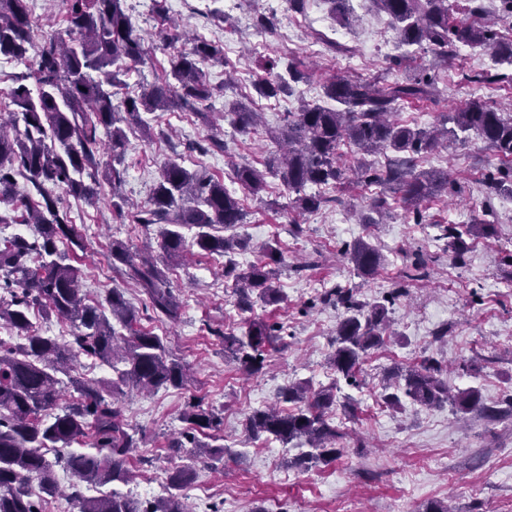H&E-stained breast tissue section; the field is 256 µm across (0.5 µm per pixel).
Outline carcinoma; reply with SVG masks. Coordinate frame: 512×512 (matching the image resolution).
<instances>
[{"instance_id": "cac0c4a2", "label": "carcinoma", "mask_w": 512, "mask_h": 512, "mask_svg": "<svg viewBox=\"0 0 512 512\" xmlns=\"http://www.w3.org/2000/svg\"><path fill=\"white\" fill-rule=\"evenodd\" d=\"M336 21L348 24L350 0H324ZM397 27L406 46H426L435 56L448 58V47L462 43L487 48L500 63L512 65V39L496 38L492 26L478 20L482 7L473 8L477 20L458 24L450 16L448 0H371ZM65 33L46 41L30 66V73L18 76L9 91L16 110L9 120L0 122V203L21 210L20 223L35 226L30 238L0 240V321L10 326L25 343L5 346L0 342V512H39L44 496L59 493L55 468L73 479L70 496L77 512H189L182 502V491L193 478V468L185 466L170 475L174 493L166 499L143 506L118 492L103 487L126 482V467L139 439L129 433L123 409L112 396L129 387L154 391L184 383L182 365L169 358L163 339L139 327L138 313L119 288L112 289L110 314L86 303L81 295V270L65 263L66 255L57 243L68 241L82 246L70 212L58 206L53 190L64 188L76 197L90 199L99 177L116 184L127 150L121 124L148 128L145 113L166 112L173 108L196 112L219 89L212 86L204 67L218 59L216 46L205 39H194L190 47L169 55L174 82L141 87L126 95L121 106L113 98L124 86L122 65L138 64L147 54L144 39L137 33L128 13L127 0H62ZM31 46V20L28 0H0V57L22 59ZM276 60L264 64L266 77L254 84L257 95L277 100L291 94L289 83L278 73ZM33 79L38 87L32 96L24 81ZM435 79L428 73L379 84L374 80L334 77L322 84V102H301L298 111L284 115V124L267 131L284 148L259 170L250 165L233 168L234 180L250 194L267 189V175L281 181L296 194L295 203L304 211L315 212L331 202L320 193H306L313 186H331L341 191L351 181L378 187L374 206L389 207L386 191L401 194L406 209L422 221L421 202L448 192V173L441 169L416 170L418 161L428 158L448 129L412 128L390 120L400 102L428 101ZM239 131L257 128L259 113L243 107L232 112ZM458 130L475 134L502 159L512 161V113L500 112L480 97L471 98L463 108L444 117ZM110 135L109 160L97 150V130ZM363 154L395 156L386 164L342 162L345 150ZM32 184L40 196H17L16 177ZM488 194L512 195V166L499 167L486 176ZM133 222L141 227L163 224L158 248L162 257H182L190 247L208 255L226 257L224 277L234 283L237 307L243 312L254 308L251 294L266 305L280 301L276 285L279 252L269 244L262 258L242 268L229 255L241 246L238 235L212 233L216 226L233 230L246 222V212L224 181L191 172L169 160L160 169L149 204L132 211ZM197 228L192 241L181 229ZM450 239L455 258L460 260L470 242L496 235V227L474 218L459 231L454 226L441 228ZM350 260L364 275L371 276L383 258L378 248L359 240L348 250ZM112 267L122 265V274L143 289L155 317L175 320L180 306L166 287L165 269L158 261L130 250L114 240L109 253ZM10 299H5L4 295ZM403 295L397 289L385 302L362 303L351 288H338L325 300L342 308L336 327L334 350L329 356L331 369L345 379L354 377L360 360L373 348L385 343L388 323L387 304ZM53 313L68 321L74 332L67 341L38 333L31 320L33 311ZM127 330L118 332L115 325ZM278 328L262 319L248 322L241 334L222 335L224 352L250 373L259 371L264 354L277 338ZM95 358L109 365L117 378L97 382L68 375L77 391L73 401L60 403L61 380L57 374L71 369L79 357ZM124 368H118V364ZM433 359L426 358L415 368L398 375V380L383 387L381 398L391 408L400 406L398 393L413 403L432 407L452 400L456 411L467 413L481 404L476 389L449 395L448 380ZM283 401L296 404L291 411L256 410L247 419V430L284 444L303 440L310 446L294 458V463L329 462L340 455V433L330 419L336 405L333 388L314 391L297 383L282 392ZM187 442L201 454L216 460L224 457V446L199 443L195 433L216 429L221 419L199 404L184 414ZM93 438L91 452H71L69 447L83 438ZM185 442V443H187ZM185 443L176 440L174 448ZM53 458H48V453ZM93 489L88 496L82 488Z\"/></svg>"}]
</instances>
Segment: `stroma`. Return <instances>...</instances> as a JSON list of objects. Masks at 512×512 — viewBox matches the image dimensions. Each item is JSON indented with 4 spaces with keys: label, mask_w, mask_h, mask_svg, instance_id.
<instances>
[{
    "label": "stroma",
    "mask_w": 512,
    "mask_h": 512,
    "mask_svg": "<svg viewBox=\"0 0 512 512\" xmlns=\"http://www.w3.org/2000/svg\"><path fill=\"white\" fill-rule=\"evenodd\" d=\"M128 5L149 53L125 75V93L164 78L169 68L164 36L173 28L218 46L222 60L206 71L222 92L202 105L212 121L175 109L149 115L150 134L129 129L121 193L131 203L145 204L161 165L171 159L223 179L248 214L246 224L236 229L248 248L236 254V261L243 266L256 261L271 242L281 252L277 286L282 299L256 305L254 314L279 324L282 339L254 375L225 355L219 335L242 326L245 315L224 277L223 258L195 248L168 271L179 318L152 320L146 295L113 271L107 255L115 239L134 251L156 246L160 225L131 228L113 210L105 182L90 200L62 195L85 249L75 253L64 244L60 250L75 253L83 294L102 305L110 290L123 289L141 327L162 337L171 356L191 374L179 388L118 392L128 424L143 440L127 460L134 479L114 483V490L141 501L159 500L168 494L169 473L189 463L195 475L184 493L193 512H254L258 507L266 512H425L433 501L449 504L454 512H512V263L504 259L512 253V198L486 194L487 173L502 164L496 153L474 135L441 146L427 164L447 171L451 188L424 201L418 220L392 193L390 211L379 214L376 223H362L375 195L371 187L354 185L340 194L325 188V195H339V202L308 213L295 206L277 177H268L259 198L247 195L232 178L235 165L260 166L276 151L268 129L279 127L301 101L318 100L331 77L391 81L406 69H429L437 80L436 101L398 106L394 117L433 127L473 97L512 105V83L472 81L487 70L511 74L512 66L495 64L486 49L459 45L443 62L418 47L398 46L388 16L371 0H351L353 18L345 27L336 23L324 0H308L301 11L291 9L288 0H165L162 16L154 0H128ZM258 14L275 15L274 29L255 30L252 19ZM313 43L318 46L314 55L307 51ZM356 52L361 55L357 68L344 69L341 59ZM268 57L295 62L307 73L294 96L276 101L255 96L253 85L263 77ZM241 103L261 113L264 131L245 134L225 120V112ZM476 216L495 224L497 235L474 241L463 260H456L440 227L463 226ZM360 237L384 258L376 275H358L346 254ZM417 249L430 263L425 277L409 281L404 273ZM337 286L353 288L358 300L369 302L396 288L405 290L389 308L392 337L366 356L356 387L337 379L328 364L340 311L317 298ZM427 357L447 368L452 391L478 389L481 407L462 416L446 404L422 407L407 401L398 409L380 408L386 376ZM305 381L316 389L335 386L332 419L343 434V453L327 463L296 468L288 459L298 447L252 438L246 420L255 410L281 406V391ZM195 403L223 419L222 462L197 460L193 449L172 447L186 427L185 411Z\"/></svg>",
    "instance_id": "obj_1"
}]
</instances>
